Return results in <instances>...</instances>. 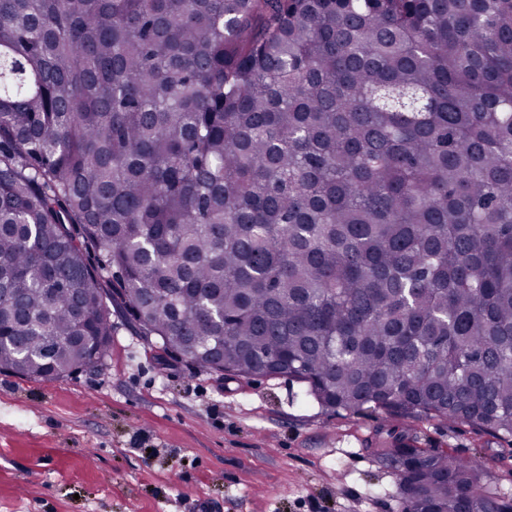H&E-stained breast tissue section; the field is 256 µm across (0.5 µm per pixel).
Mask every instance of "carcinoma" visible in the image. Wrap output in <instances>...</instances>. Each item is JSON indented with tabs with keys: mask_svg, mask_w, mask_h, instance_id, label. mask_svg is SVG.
Wrapping results in <instances>:
<instances>
[{
	"mask_svg": "<svg viewBox=\"0 0 512 512\" xmlns=\"http://www.w3.org/2000/svg\"><path fill=\"white\" fill-rule=\"evenodd\" d=\"M0 370L163 355L512 436V0H0ZM402 512H512L400 436Z\"/></svg>",
	"mask_w": 512,
	"mask_h": 512,
	"instance_id": "cac0c4a2",
	"label": "carcinoma"
}]
</instances>
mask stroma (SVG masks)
I'll use <instances>...</instances> for the list:
<instances>
[{
    "label": "stroma",
    "instance_id": "1",
    "mask_svg": "<svg viewBox=\"0 0 512 512\" xmlns=\"http://www.w3.org/2000/svg\"><path fill=\"white\" fill-rule=\"evenodd\" d=\"M285 377L160 355L121 316L101 367L0 372V512H401L379 437L476 462L512 500V441L440 419L319 406Z\"/></svg>",
    "mask_w": 512,
    "mask_h": 512
}]
</instances>
